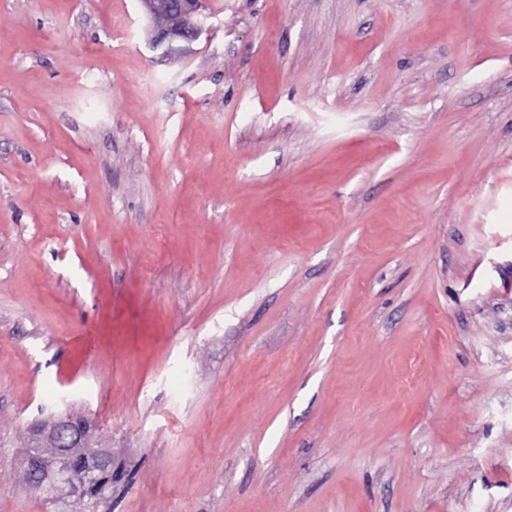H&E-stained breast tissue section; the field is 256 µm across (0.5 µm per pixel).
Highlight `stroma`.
I'll return each instance as SVG.
<instances>
[{"label":"stroma","mask_w":512,"mask_h":512,"mask_svg":"<svg viewBox=\"0 0 512 512\" xmlns=\"http://www.w3.org/2000/svg\"><path fill=\"white\" fill-rule=\"evenodd\" d=\"M0 0V512H512V0ZM153 24L152 47L165 57H181L202 32V0H140ZM93 432L89 420L76 418L69 412L51 413L40 422L30 437L24 454V465L33 484L50 498L60 500H81L85 489L104 470L111 455L97 446L96 436L86 438Z\"/></svg>","instance_id":"stroma-1"}]
</instances>
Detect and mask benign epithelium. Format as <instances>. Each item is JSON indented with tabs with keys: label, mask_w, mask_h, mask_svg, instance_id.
I'll return each mask as SVG.
<instances>
[{
	"label": "benign epithelium",
	"mask_w": 512,
	"mask_h": 512,
	"mask_svg": "<svg viewBox=\"0 0 512 512\" xmlns=\"http://www.w3.org/2000/svg\"><path fill=\"white\" fill-rule=\"evenodd\" d=\"M153 24L152 47L165 57H181L202 32L203 0H140ZM93 425L68 412L52 413L30 437L24 465L35 487L55 501L85 500V489L110 461L86 438Z\"/></svg>",
	"instance_id": "obj_1"
}]
</instances>
